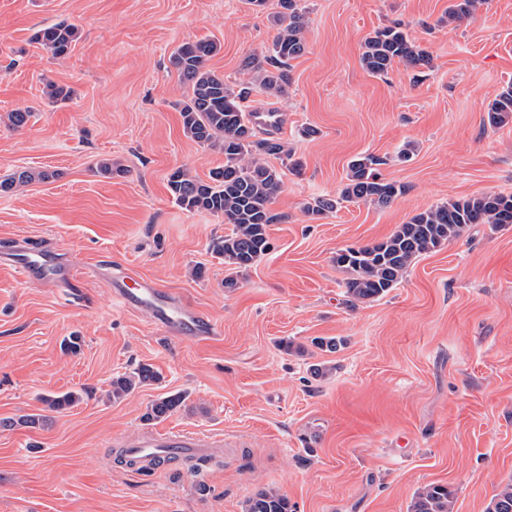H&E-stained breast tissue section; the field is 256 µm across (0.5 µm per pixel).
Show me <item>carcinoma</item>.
Listing matches in <instances>:
<instances>
[{"mask_svg":"<svg viewBox=\"0 0 512 512\" xmlns=\"http://www.w3.org/2000/svg\"><path fill=\"white\" fill-rule=\"evenodd\" d=\"M481 0H452L448 19L461 20L475 14ZM281 12L274 17L279 31L268 49V55L248 57L241 68L257 76L260 86L269 92H282L288 86L289 62L305 50L302 31L305 9L301 0H280ZM79 38L71 25H53L40 29L36 40L54 57H62ZM220 46L212 40L186 42L176 48L171 65L188 95L180 108L184 132L195 142L224 154V165L210 171L202 180L184 169L173 171L168 178L172 199L188 212H208L233 225L232 232L215 238L209 249L214 257L241 273L251 268L269 250L267 229L274 215L269 205L284 188L283 172L261 160L264 155H284L285 167L299 171V163L291 160L282 144L257 136L248 118L244 102L250 91L235 89L224 77L209 70L206 62ZM400 62L410 68L427 66L429 53L410 41L397 26L376 30L364 43L362 63L373 75H382ZM486 122L501 127L512 122V85L488 104ZM380 160L372 155L354 158L348 164L346 182L338 196L318 197L305 206L314 219L335 212L344 202H370L387 207L404 193V186L388 181L377 171ZM53 177L47 171H17L0 181V192L8 193L17 186ZM472 224H512V194L487 193L466 199L450 200L415 213L406 223L385 239L359 247L336 251L333 262L347 274V302L376 300L403 278L418 256L431 252L460 237ZM161 376L149 364L112 379V399L125 398L136 389L157 383ZM187 399L184 392L169 393L150 403L142 416L150 425L169 416ZM48 408L59 411L81 401V395L70 391L42 398ZM454 494L448 487L430 484L419 490L410 512H452ZM245 512H293L288 497L275 489H264L247 501ZM485 512H512V484L494 494Z\"/></svg>","mask_w":512,"mask_h":512,"instance_id":"carcinoma-1","label":"carcinoma"}]
</instances>
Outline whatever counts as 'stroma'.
Masks as SVG:
<instances>
[{"instance_id":"35a3bbf8","label":"stroma","mask_w":512,"mask_h":512,"mask_svg":"<svg viewBox=\"0 0 512 512\" xmlns=\"http://www.w3.org/2000/svg\"><path fill=\"white\" fill-rule=\"evenodd\" d=\"M449 3L302 0L305 51L286 90L250 84L246 107L284 114L273 135L303 169L285 173L270 249L230 291L209 245L231 225L168 191L175 169L204 180L224 163L184 134L187 90L170 56L216 41L208 68L250 83L241 63L271 46L278 0L260 13L247 0H0V180L53 174L0 193V253L37 243L78 276L77 287H47L0 267V512H244L268 488L294 512H408L432 483L451 487L455 512H485L512 483V224L471 225L354 306L333 262L420 209L512 194V124L486 121L512 84V0H487L460 24ZM59 23L80 38L56 58L35 35ZM396 23L431 64L372 75L363 44ZM52 84L69 100L51 102ZM15 110L31 114L19 129L6 120ZM305 126L316 136L302 138ZM367 154L404 194L311 219L305 204L337 196L349 162ZM104 159L119 173L101 174ZM125 269L210 315L222 335L188 342L159 331L149 309L117 305L112 279ZM72 335L74 353L62 347ZM315 337L344 344L323 352ZM141 364L161 382L112 401L113 377ZM314 364L330 374L312 377ZM69 391L83 395L75 407L42 402ZM174 392L188 398L156 430L220 435L223 451L195 473L115 464L110 439L136 441L147 406ZM31 414L40 425L18 426ZM53 177V174L47 171H17L10 178L0 181V192H11L15 187L31 183L32 181H46Z\"/></svg>"}]
</instances>
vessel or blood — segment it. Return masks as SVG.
I'll list each match as a JSON object with an SVG mask.
<instances>
[{"mask_svg":"<svg viewBox=\"0 0 512 512\" xmlns=\"http://www.w3.org/2000/svg\"><path fill=\"white\" fill-rule=\"evenodd\" d=\"M7 262L15 276L26 283H46L70 286L75 282L69 266L58 262L47 252L23 246L9 255ZM115 300L124 308L150 307L158 327L185 335L195 342H204L219 335L220 329L210 318L182 301H171L168 293L149 279L124 275L115 284ZM218 441L206 435L189 432H145L141 441L129 448L128 456L148 468L173 455L195 453L204 455L217 447Z\"/></svg>","mask_w":512,"mask_h":512,"instance_id":"1","label":"vessel or blood"}]
</instances>
